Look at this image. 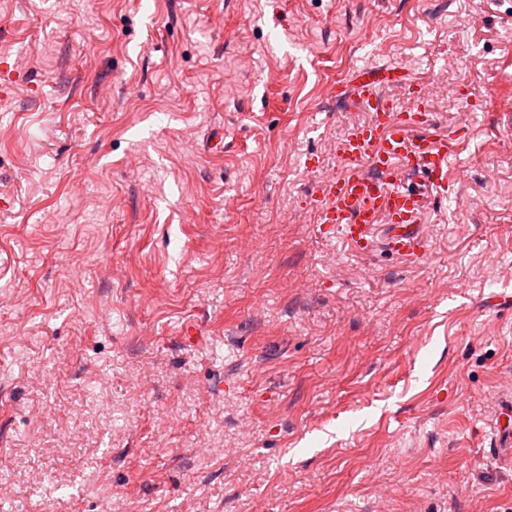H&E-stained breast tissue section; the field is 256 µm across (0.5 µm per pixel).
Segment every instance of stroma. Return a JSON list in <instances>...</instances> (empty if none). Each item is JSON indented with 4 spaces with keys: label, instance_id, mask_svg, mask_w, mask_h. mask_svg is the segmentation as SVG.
Segmentation results:
<instances>
[{
    "label": "stroma",
    "instance_id": "obj_1",
    "mask_svg": "<svg viewBox=\"0 0 512 512\" xmlns=\"http://www.w3.org/2000/svg\"><path fill=\"white\" fill-rule=\"evenodd\" d=\"M1 57L11 512H512V0H0ZM369 63L459 136L414 260L312 208Z\"/></svg>",
    "mask_w": 512,
    "mask_h": 512
}]
</instances>
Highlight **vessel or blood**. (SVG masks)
<instances>
[{
  "instance_id": "vessel-or-blood-1",
  "label": "vessel or blood",
  "mask_w": 512,
  "mask_h": 512,
  "mask_svg": "<svg viewBox=\"0 0 512 512\" xmlns=\"http://www.w3.org/2000/svg\"><path fill=\"white\" fill-rule=\"evenodd\" d=\"M402 85L406 112L381 94L385 84ZM340 98L353 94L370 113L353 124L338 148L343 172L319 181L314 198L317 221L324 234L362 253L372 248L375 232L386 226L385 245L411 259L421 255L427 240L420 224L427 200L448 191V159L458 149L452 134L413 137L427 125L428 86L410 79L401 66L357 70L352 86L333 85Z\"/></svg>"
}]
</instances>
